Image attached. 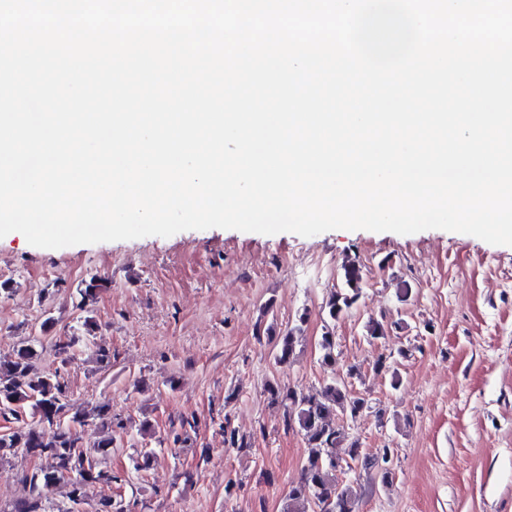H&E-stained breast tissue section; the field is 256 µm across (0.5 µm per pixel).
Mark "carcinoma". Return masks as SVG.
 Returning <instances> with one entry per match:
<instances>
[{"instance_id": "1", "label": "carcinoma", "mask_w": 512, "mask_h": 512, "mask_svg": "<svg viewBox=\"0 0 512 512\" xmlns=\"http://www.w3.org/2000/svg\"><path fill=\"white\" fill-rule=\"evenodd\" d=\"M342 287L333 293L326 304V315L336 320L347 313L359 300L362 293V270L356 261L342 265ZM83 336H66L55 340L61 353L88 341L94 331L95 321L87 317L82 323ZM298 337L293 333L279 341L278 363L284 364L295 351ZM43 342L39 337L21 340L12 353L0 357V416H10L19 426L8 434L0 435V464L9 460L19 448L38 458L40 464L21 478L27 498L14 512H46L39 496V489L51 486L71 473L66 498L68 504L59 505L56 512H74L84 504L83 486L87 483L108 484L118 477L100 470H83L78 455L82 448L77 428L93 424L100 437L97 444L86 452L97 457L108 455L115 447L112 437V410L107 404L74 407L64 401L69 392L68 380L60 370L53 372L36 366L39 348ZM266 390L272 400L286 407L285 425L296 426L302 432L309 449L302 468L300 481L291 487L288 506L284 512H357L356 497L347 488L336 484V449L347 447L348 458L359 461L360 443L349 429L336 423L337 413H347L356 418L367 408L362 397H356L346 385L336 379L324 386L322 398L299 394L282 388L276 380L266 382ZM31 411L37 419L36 426H23V413Z\"/></svg>"}]
</instances>
